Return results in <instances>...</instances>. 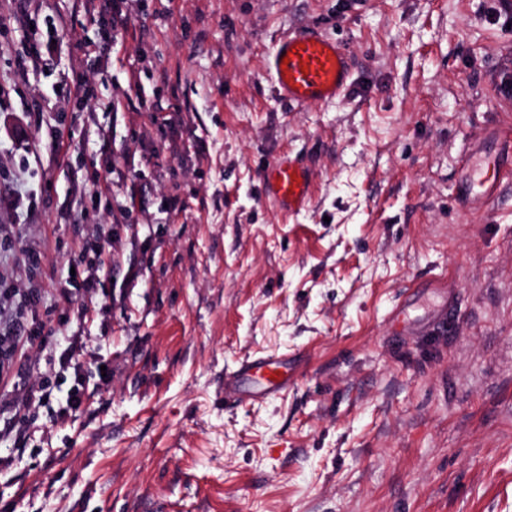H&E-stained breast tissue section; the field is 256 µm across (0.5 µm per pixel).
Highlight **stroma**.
<instances>
[{
    "label": "stroma",
    "mask_w": 512,
    "mask_h": 512,
    "mask_svg": "<svg viewBox=\"0 0 512 512\" xmlns=\"http://www.w3.org/2000/svg\"><path fill=\"white\" fill-rule=\"evenodd\" d=\"M75 2L0 0V334L37 319L61 351L80 331L98 394L66 419L40 410L45 436L0 471V500L512 512V178L490 214L454 202L473 136L512 127L497 0H139L104 58L84 45L111 35L109 16H74ZM56 14L74 21L46 70L19 77ZM305 25L355 57L352 92L329 105L280 104L265 70ZM279 154L313 174L301 213L264 192ZM130 190L131 221L115 223ZM102 227L111 267L59 296ZM29 288L33 314L16 308ZM451 298L461 322L443 330ZM271 354L294 368L287 390L225 402V373ZM44 364L31 346L1 366L0 400Z\"/></svg>",
    "instance_id": "35a3bbf8"
}]
</instances>
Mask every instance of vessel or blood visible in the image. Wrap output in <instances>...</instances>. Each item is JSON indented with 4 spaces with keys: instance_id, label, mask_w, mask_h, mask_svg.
<instances>
[{
    "instance_id": "b4317fda",
    "label": "vessel or blood",
    "mask_w": 512,
    "mask_h": 512,
    "mask_svg": "<svg viewBox=\"0 0 512 512\" xmlns=\"http://www.w3.org/2000/svg\"><path fill=\"white\" fill-rule=\"evenodd\" d=\"M277 97L288 104L330 103L347 95L352 86L351 55L344 44L314 29L284 33L265 60ZM512 174V131L503 130L486 141L474 142L459 177L456 198L479 213H487ZM266 193L283 210L296 213L312 198L309 170L285 155L264 167ZM288 361L279 355L245 360L224 377L225 396L254 401L288 387Z\"/></svg>"
}]
</instances>
